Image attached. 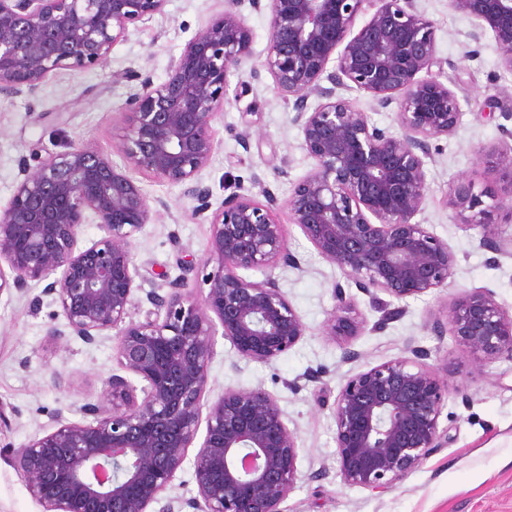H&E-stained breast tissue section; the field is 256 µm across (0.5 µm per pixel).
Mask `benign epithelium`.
I'll return each instance as SVG.
<instances>
[{
  "label": "benign epithelium",
  "mask_w": 512,
  "mask_h": 512,
  "mask_svg": "<svg viewBox=\"0 0 512 512\" xmlns=\"http://www.w3.org/2000/svg\"><path fill=\"white\" fill-rule=\"evenodd\" d=\"M166 0H0V90L33 93L60 70L100 66L130 26L163 11ZM269 16L261 68L278 94L293 102L301 148L311 170L293 184L288 224L359 290L403 301L448 287L455 256L448 242L417 221L426 201L430 141L455 132L457 94L440 81L433 23L417 0H224V12L169 66L167 79L128 74L139 87L127 99L119 165L85 142L23 169L0 207V295L52 279L63 327L56 343L87 344L116 331L115 359L137 386L113 374L96 401L73 421L59 412L52 431L6 454L42 512H183L170 495L201 425L194 456L198 496L193 512H288L298 480L300 448L278 399L261 387L224 390L211 400L209 366L215 337L246 360L269 364L294 347L306 327L271 277L251 270L296 260L276 197L265 202L233 192L210 211L212 191L199 181L215 142L229 77L253 57L244 7ZM472 23L471 37L492 34L501 66L512 72V0H448ZM368 19L355 29L356 19ZM259 68V69H261ZM254 69L253 74H259ZM368 94L383 109L396 106L399 132L373 124L344 97ZM317 103L309 104L310 98ZM508 194L487 204L460 178L448 187L458 224L481 229L479 244L501 251L499 223L512 222V158ZM183 189L193 215H207L210 256L206 289L183 276L165 292L151 290L153 309L135 321L131 310L142 278L132 241L156 211L131 175ZM103 235L80 244L82 225ZM323 335H357L359 321L343 287ZM438 336L451 333L476 360H512V313L488 288H473L449 307ZM397 358L348 377L333 407L340 476L349 486L384 492L448 444L439 418L448 389L414 346Z\"/></svg>",
  "instance_id": "7a95c632"
}]
</instances>
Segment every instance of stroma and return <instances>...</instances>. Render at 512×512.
I'll list each match as a JSON object with an SVG mask.
<instances>
[{"label":"stroma","instance_id":"stroma-1","mask_svg":"<svg viewBox=\"0 0 512 512\" xmlns=\"http://www.w3.org/2000/svg\"><path fill=\"white\" fill-rule=\"evenodd\" d=\"M418 8L435 27L441 79L457 93L462 110L456 131L432 143L426 203L418 216L456 257L447 287L408 298L400 316L384 320V304L346 280L292 225L288 248L300 266L281 264L271 275L300 315L304 338L276 361L260 364L241 358L220 337L210 363V397L227 388L263 387L295 429L301 453L299 478L287 500L290 512H512V361L481 365L453 336H437L431 328L433 318L446 317L453 301L473 288L491 289L512 310V258L506 255L512 221L497 215L501 249L496 252L480 247L478 230L455 224L445 204L449 182L459 177L470 178L475 190L503 192L498 175L479 164L476 152L512 144V72L501 66L493 37L473 41L469 18L451 10L448 0H418ZM223 10L224 0H166L150 22L129 29L104 65L50 76L33 94L0 92V207L21 179L22 165H36L48 154L91 142L119 160L126 101L134 89L126 73L162 83L171 59ZM249 24L253 58L229 78L224 109L212 123L215 152L200 174L215 208L239 185L255 198L260 187H269L278 201H286L293 182L312 168L292 106L277 94L268 73L251 74L266 55L268 16L250 12ZM141 185L149 199L163 200L167 208L132 243L144 276L132 311L137 320L149 308L147 291L167 287L186 269H201L210 257V226L193 216L194 203L181 188L149 178ZM338 282L362 320L358 335L347 341L323 334L337 305ZM63 322L55 296L45 294L43 284L0 295V405L10 418L9 426L0 428V512H41L4 460L6 448L51 431L56 412L80 419V407L120 371L115 335L90 345L76 339L60 345L46 331ZM411 344L426 351V366L448 386L439 418L448 445L385 492L347 486L339 476L332 414L339 387L351 375L407 356ZM347 348L356 351V359H344ZM57 370L69 379L65 388L52 384Z\"/></svg>","mask_w":512,"mask_h":512}]
</instances>
